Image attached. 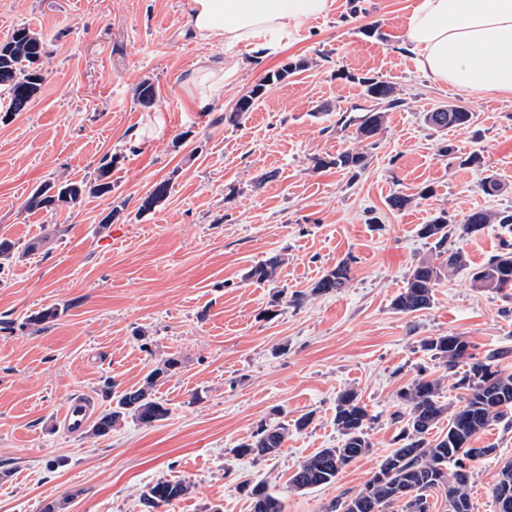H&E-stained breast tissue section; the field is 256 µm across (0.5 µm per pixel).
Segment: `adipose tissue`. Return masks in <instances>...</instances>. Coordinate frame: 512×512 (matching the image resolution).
Returning <instances> with one entry per match:
<instances>
[{"mask_svg":"<svg viewBox=\"0 0 512 512\" xmlns=\"http://www.w3.org/2000/svg\"><path fill=\"white\" fill-rule=\"evenodd\" d=\"M333 0H192L195 38L244 46L235 67L277 54ZM404 49L435 81L467 93L512 98V0H415Z\"/></svg>","mask_w":512,"mask_h":512,"instance_id":"ef3b65f1","label":"adipose tissue"}]
</instances>
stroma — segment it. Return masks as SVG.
Instances as JSON below:
<instances>
[{
  "instance_id": "obj_1",
  "label": "stroma",
  "mask_w": 512,
  "mask_h": 512,
  "mask_svg": "<svg viewBox=\"0 0 512 512\" xmlns=\"http://www.w3.org/2000/svg\"><path fill=\"white\" fill-rule=\"evenodd\" d=\"M412 4L334 0L298 42L226 78L201 109L185 79L224 45L188 35L192 0H0V41L26 26L45 42L35 99L0 119V236L26 250L0 270V470L12 472L0 481V512H41L55 500L65 512H143L144 491L160 479L192 486L170 512H252L246 484L268 486L284 512H327L393 450L397 393L418 373L440 379L442 402L457 405L454 377L423 339L465 336L477 357L512 372V290L473 288L461 271L442 277L427 310L392 305L414 262L432 255L421 224L442 212L459 224L475 210L512 211V100L422 74L401 46ZM299 60L304 70L267 83ZM363 77L395 83L402 104L359 143L354 121L374 107ZM145 79L157 91L148 108L134 97ZM261 82L254 111L231 122ZM450 104L471 112L468 126L424 123ZM353 147L369 158L357 180L316 168ZM474 151L481 167L464 162ZM106 156L110 195L27 209L36 187L92 180ZM488 175L502 186L493 196L481 189ZM164 179L167 199L140 213ZM399 192L412 198L400 210L389 205ZM274 255L273 281L247 280ZM345 259L347 288L309 294ZM294 291L307 294L297 308L285 299ZM49 307L54 321L28 324ZM169 358L178 366L155 391L164 420H128L100 437L58 428L70 396L106 413V382L138 384ZM346 389L370 415V451L336 484L289 491L299 463L340 446L333 418ZM306 414L311 424L293 430ZM265 421L289 424L281 451L235 455ZM473 445L490 451L470 479L474 512H495L489 489L512 461V411Z\"/></svg>"
}]
</instances>
